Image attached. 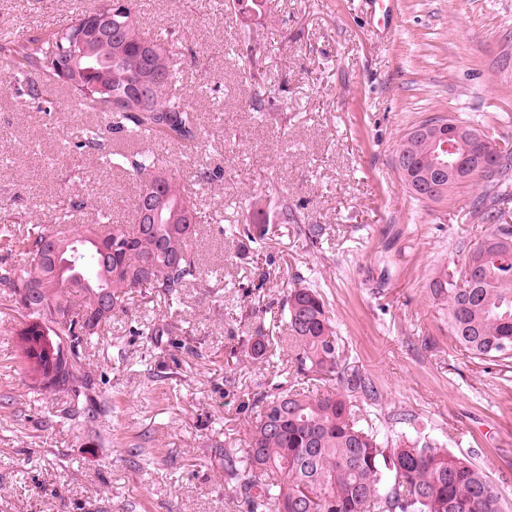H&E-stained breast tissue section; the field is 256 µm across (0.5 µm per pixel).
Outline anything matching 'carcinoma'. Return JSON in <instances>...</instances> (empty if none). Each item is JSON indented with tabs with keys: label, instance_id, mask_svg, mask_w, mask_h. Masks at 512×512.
<instances>
[{
	"label": "carcinoma",
	"instance_id": "cac0c4a2",
	"mask_svg": "<svg viewBox=\"0 0 512 512\" xmlns=\"http://www.w3.org/2000/svg\"><path fill=\"white\" fill-rule=\"evenodd\" d=\"M132 19L92 53L112 63L103 78L87 72L80 83L59 80L63 62L81 51L82 10L41 35L15 32L0 44L12 66L11 81L28 102L45 103L43 90L65 86L86 112H102L105 128L92 127L74 143L76 151L106 149L107 135L135 133L184 146L204 143L205 133L189 98L170 91L177 83L173 48L142 30L136 0ZM153 46L145 55L143 46ZM152 78L150 102L129 101V92ZM413 170L434 167L429 147L409 145ZM104 161L139 182L134 202L153 198L161 212L143 224H32L21 237L12 225H0V240L23 257L18 268L0 261V305L17 309L23 322L16 348L26 364L35 394L67 398L61 417L90 424L105 408L93 406L94 379L85 348L112 317L127 311L134 293L150 303L159 298L179 304L182 289L202 276L196 251L201 221L195 200L176 178L161 169L147 150L114 151ZM512 149L495 153L479 175L485 181L473 203L488 225L484 238L461 245L454 268L431 278L430 295L443 302L448 335L480 361L512 360V224L500 222V188L509 182ZM224 235L243 247L260 250L269 240L267 224H227ZM289 336L296 343L292 376L330 384L314 396L284 388L276 381L259 393L261 410L249 429L247 448L224 455V475L238 489L244 512H512L485 471L463 453L397 423L377 424L355 415L349 394L368 400L376 392L363 375L345 367L344 345L320 292L300 281L289 289L282 308ZM174 332L165 321L141 335L163 351V337ZM247 353L266 355L268 341L257 334L242 339Z\"/></svg>",
	"mask_w": 512,
	"mask_h": 512
}]
</instances>
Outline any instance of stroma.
I'll list each match as a JSON object with an SVG mask.
<instances>
[{
  "label": "stroma",
  "instance_id": "1",
  "mask_svg": "<svg viewBox=\"0 0 512 512\" xmlns=\"http://www.w3.org/2000/svg\"><path fill=\"white\" fill-rule=\"evenodd\" d=\"M99 4L0 0V29L36 35ZM138 18L175 42L180 90L206 144H109L153 150L193 193L202 277L175 311L134 298L88 344L96 394L109 407L90 428L62 419L63 400L30 390L13 336L21 316L0 306V512H240L222 458L245 448L255 393L288 375L278 308L298 276L329 303L349 368L377 393L353 395L361 413L383 422L400 414L447 437L512 501V368L457 348L427 291L460 243L484 237L472 212L481 184L422 202L395 166L403 134L436 116L512 140V0H270L259 14L232 0H139ZM45 98L38 109L0 90V209L24 229L53 222L59 205L83 194L91 205L76 223H95L99 212L131 223L136 182L69 147L105 116L81 111L57 87ZM257 98L273 110L252 111ZM205 171L214 181H200ZM284 205L298 224L281 223ZM215 214L272 226L264 252L240 249ZM302 223L323 225L320 242L300 234ZM262 273L264 290L249 292ZM161 320L201 354H155L138 331ZM257 329L270 347L254 360L241 339Z\"/></svg>",
  "mask_w": 512,
  "mask_h": 512
}]
</instances>
